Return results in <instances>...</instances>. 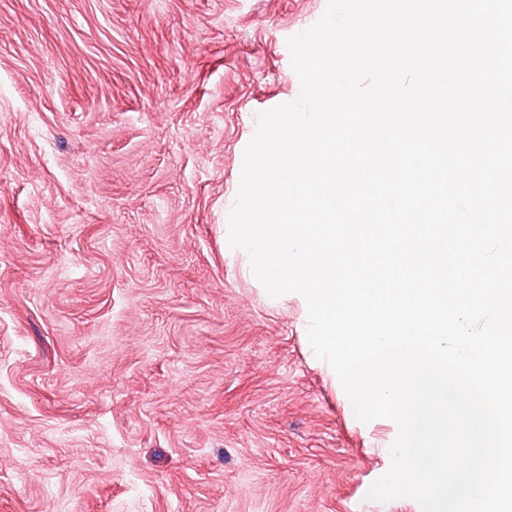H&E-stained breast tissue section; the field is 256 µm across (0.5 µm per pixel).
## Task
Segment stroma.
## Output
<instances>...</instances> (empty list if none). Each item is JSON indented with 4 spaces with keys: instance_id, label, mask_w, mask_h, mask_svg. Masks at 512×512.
I'll list each match as a JSON object with an SVG mask.
<instances>
[{
    "instance_id": "obj_1",
    "label": "stroma",
    "mask_w": 512,
    "mask_h": 512,
    "mask_svg": "<svg viewBox=\"0 0 512 512\" xmlns=\"http://www.w3.org/2000/svg\"><path fill=\"white\" fill-rule=\"evenodd\" d=\"M327 0H0V512H421L228 215Z\"/></svg>"
}]
</instances>
